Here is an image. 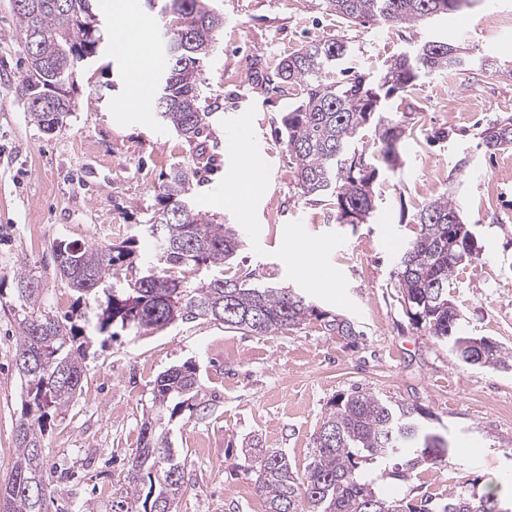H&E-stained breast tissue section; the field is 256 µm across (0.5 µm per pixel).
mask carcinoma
I'll return each instance as SVG.
<instances>
[{"label":"carcinoma","instance_id":"cac0c4a2","mask_svg":"<svg viewBox=\"0 0 512 512\" xmlns=\"http://www.w3.org/2000/svg\"><path fill=\"white\" fill-rule=\"evenodd\" d=\"M464 0H327V7L351 24H415L462 6ZM164 22L167 66L155 99L162 120L194 146L193 164L173 170L157 194L158 216L146 225L165 267L137 270L132 246H52L55 273L91 310L93 332L67 324L41 309L43 289L32 271L13 274L9 306L22 316L15 366L21 411L14 440L16 456L3 488L6 512H47L44 435L52 417L68 407L86 377L91 340L114 335L118 327L158 331L177 321L209 317L243 334L274 335L315 319L338 336L360 335L352 320L315 308L288 288L253 284L250 275L224 276L242 244L239 229L213 224L190 208L189 191L207 169L205 135L210 105L201 63L214 50L224 15L207 0H158ZM18 32L28 56L20 78L30 120L43 129L58 125L56 111L70 114L75 65L97 56L102 35L90 29L92 0H12ZM349 42L336 37L280 58L275 78L300 88L299 100L281 118L294 174L306 196H324L336 205V221L350 209L365 224L375 210L374 184L381 168L400 165L399 146L407 126L385 109L394 96L411 98L420 80L456 69L464 58L446 41L426 40L399 54L373 76L351 72ZM374 128L375 150L358 151L355 142ZM482 142L490 151L512 149V117L485 128ZM461 219L455 202L438 197L417 212L419 230L400 257L397 272L401 300L410 320L430 330L440 342L455 346L461 314L448 299L449 280L466 267L474 244L461 239L448 252V217ZM127 266L135 274L127 288L107 287L110 273ZM214 266L219 274L190 285L168 274L184 266ZM512 351L500 344L485 353L482 367L509 368ZM154 415L143 423L139 448L125 481L135 512H176L185 492L184 462L171 448L168 423L189 412L205 418L209 403L198 384L193 363L171 368L156 380ZM416 407L393 404L354 388L329 402L314 438L304 473L293 470L288 456L267 448H250L245 462L254 473L265 512H503L498 495L450 492L446 502L427 497L413 506L378 491L381 481L411 480L420 458L439 436L423 432ZM370 465L369 470L361 463Z\"/></svg>","mask_w":512,"mask_h":512}]
</instances>
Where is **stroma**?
Returning a JSON list of instances; mask_svg holds the SVG:
<instances>
[{
  "label": "stroma",
  "instance_id": "stroma-1",
  "mask_svg": "<svg viewBox=\"0 0 512 512\" xmlns=\"http://www.w3.org/2000/svg\"><path fill=\"white\" fill-rule=\"evenodd\" d=\"M211 5L224 15L216 48L202 63L214 161L193 186L191 202L215 223L240 226L245 243L232 272L293 288L318 309L353 320L359 334L346 339L312 321L273 336H246L196 318L152 334L127 331L113 342L94 341L81 391L45 435L49 512H124L128 462L154 384L186 362L195 363L213 411L202 421L183 415L171 424L187 485L177 512H251L260 495L243 466L246 449L282 450L295 471H304L328 402L355 387L422 409L425 430L448 445L412 480L390 479L385 489L414 504L452 490L511 489L512 369L457 363L428 328L410 321L397 270L417 233L416 213L431 199H452L473 228L477 251L453 276L448 297L461 311L465 335L512 350V151L490 153L480 138L489 123L512 116V73L491 66L512 58V35L494 40L482 25L487 8L512 14V0H469L413 25H352L325 0ZM98 18L103 42L93 62L77 67L76 109L46 132L28 118L19 86L24 46L11 0H0V285L11 288L17 269H32L45 308L60 317L73 314L74 298L55 275L52 244L129 241L137 267L158 264L145 231L158 209V188L172 169L193 160L192 147L154 103L131 109L130 55L112 38L111 15L102 11ZM332 37L349 41L351 66L374 74L425 39L466 49L455 83L435 73L422 80L413 101L389 100V110L413 132L399 147L400 168L380 171L367 224L337 223L327 199L303 195L280 132L293 95L271 81L276 59ZM231 115L262 145L264 175L243 210L211 205L237 172L224 141ZM304 239L318 244L315 261L332 274L334 288H311L284 264L286 251ZM18 336V316L0 306V484L15 458ZM228 342L237 349L231 359L224 356Z\"/></svg>",
  "mask_w": 512,
  "mask_h": 512
}]
</instances>
